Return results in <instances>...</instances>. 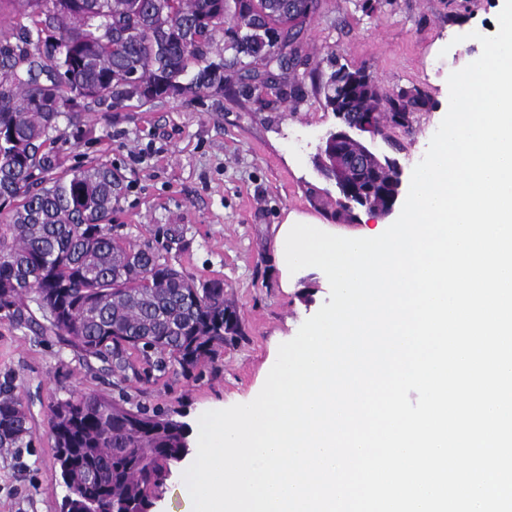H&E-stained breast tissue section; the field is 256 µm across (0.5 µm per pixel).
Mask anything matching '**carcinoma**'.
Masks as SVG:
<instances>
[{"mask_svg":"<svg viewBox=\"0 0 512 512\" xmlns=\"http://www.w3.org/2000/svg\"><path fill=\"white\" fill-rule=\"evenodd\" d=\"M320 0H0V319L33 320L27 298L83 359L126 367L134 349L190 376L224 348L238 317L224 282L196 284L114 231L124 189L108 162L61 169L54 133L63 114L75 127L90 105H152L181 90L194 100L242 72L257 87L277 61L283 81L299 58L300 33ZM112 37L103 38V27ZM325 107L345 108L379 127L412 128L433 108L419 91L390 95L363 84L320 87ZM344 154L364 158L346 179L334 216L389 207L396 173L362 141ZM14 379L0 380V448H30L28 415ZM56 459L75 512H147L183 460L191 426L164 412L127 408L95 393L49 407Z\"/></svg>","mask_w":512,"mask_h":512,"instance_id":"carcinoma-1","label":"carcinoma"}]
</instances>
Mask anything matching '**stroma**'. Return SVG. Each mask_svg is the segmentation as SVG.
<instances>
[{
	"mask_svg": "<svg viewBox=\"0 0 512 512\" xmlns=\"http://www.w3.org/2000/svg\"><path fill=\"white\" fill-rule=\"evenodd\" d=\"M497 9V0H377L366 14L357 0H321L290 82L260 90L237 84L191 101L96 107L84 112L79 138L60 121L55 147L65 166L106 160L123 175L124 195L112 216L118 234L159 248L197 282L223 281L240 333L215 362L186 377L171 365L150 367L139 353L123 370L84 360L38 310L27 325L0 320V375L14 377L35 440L31 448H0V512H62L66 488L48 418L50 404L70 392L158 406L193 425L263 386L279 345L330 294L325 274L315 270L282 286L275 246L282 218L305 213L329 232L362 236L398 217L359 208L354 220L334 218L341 195L314 156L338 121L319 84L340 65L369 70L386 91L418 90L433 100L412 131L390 126L369 143L395 160L409 183L448 110L450 73L481 54L471 34H495Z\"/></svg>",
	"mask_w": 512,
	"mask_h": 512,
	"instance_id": "stroma-1",
	"label": "stroma"
}]
</instances>
